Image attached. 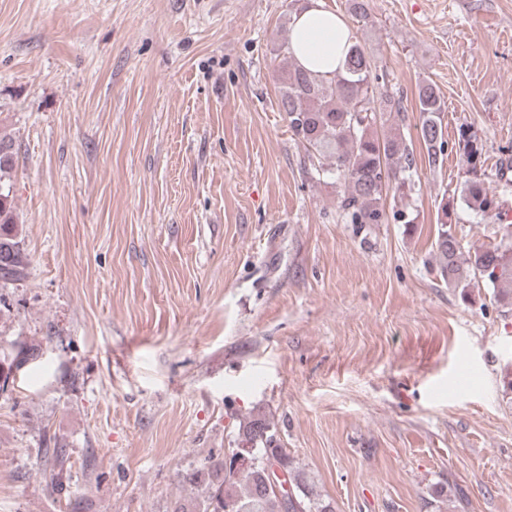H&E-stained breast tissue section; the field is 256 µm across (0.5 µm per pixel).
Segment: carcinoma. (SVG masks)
Segmentation results:
<instances>
[{"mask_svg":"<svg viewBox=\"0 0 512 512\" xmlns=\"http://www.w3.org/2000/svg\"><path fill=\"white\" fill-rule=\"evenodd\" d=\"M281 107L288 128L304 147L312 172L320 181L342 188L339 208L347 224H385L393 217L403 224L417 223V214L401 209L387 215L382 200L388 194L405 197L412 192L413 151L400 128L379 136L374 127L386 114L401 112V101L384 91L385 74L356 40L342 69L331 77L312 73L297 63L288 65L280 78ZM422 117L418 136L427 150L429 164H439L447 151L459 154L463 181L459 200L467 209L485 218H501L497 194L490 179L504 178V167L491 173L482 140L472 125L457 128L454 141L445 139L442 114L445 104L432 83L418 88ZM15 149L0 138V286L24 280L30 259L16 222L6 178L14 167ZM454 202L439 206L436 252L440 276L454 288L471 282L495 289L503 313H512V224L503 225L499 243L463 250L452 230ZM37 353L22 346L8 364L0 362V383L7 384L13 372ZM238 444L252 449L259 460L253 468L234 469L226 460H209L184 471L182 481L200 488L198 501L174 502L171 512H335L333 503L314 490L307 476L296 469L292 458L276 443L270 422L260 415L239 421ZM276 459L286 467L293 496L286 499L267 483L263 461Z\"/></svg>","mask_w":512,"mask_h":512,"instance_id":"obj_1","label":"carcinoma"}]
</instances>
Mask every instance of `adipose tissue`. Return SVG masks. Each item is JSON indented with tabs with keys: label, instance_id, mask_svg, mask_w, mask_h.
<instances>
[{
	"label": "adipose tissue",
	"instance_id": "obj_1",
	"mask_svg": "<svg viewBox=\"0 0 512 512\" xmlns=\"http://www.w3.org/2000/svg\"><path fill=\"white\" fill-rule=\"evenodd\" d=\"M289 39L294 57L303 68L323 75L340 69L351 44V30L322 0H304L290 24Z\"/></svg>",
	"mask_w": 512,
	"mask_h": 512
}]
</instances>
